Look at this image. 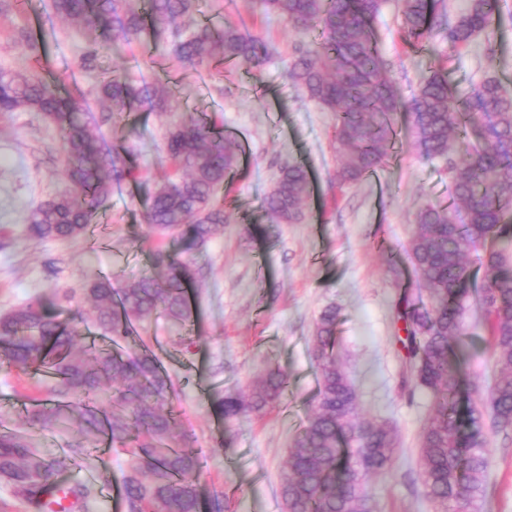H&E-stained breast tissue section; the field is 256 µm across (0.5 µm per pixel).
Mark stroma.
Here are the masks:
<instances>
[{
    "label": "stroma",
    "instance_id": "35a3bbf8",
    "mask_svg": "<svg viewBox=\"0 0 512 512\" xmlns=\"http://www.w3.org/2000/svg\"><path fill=\"white\" fill-rule=\"evenodd\" d=\"M204 3L215 25L243 26L267 43L259 69L184 65L166 41L135 44L118 55L110 33L98 30L100 68L157 82L181 103L177 112L135 110L108 123L94 74L79 66L84 33L55 15L52 0H7L0 9V69H30L80 100L104 148L119 147L126 166L141 177L137 184L113 183L98 210L97 233L28 239L23 224L30 210L69 189L65 157L56 131L39 114H0V313L38 296L79 295L93 273L121 284L143 274L164 275L153 256L176 244L150 231L142 187L169 169L170 126L191 117L215 122L244 150L224 187V228L194 256L202 276L190 291L193 319L181 326L155 315L121 344L130 353L149 347L170 374L178 432L184 446L202 458L196 480L204 499H220L223 512H283L280 476L318 391L313 329L321 312L333 307L339 314L336 354L355 386L359 411L388 422L397 433L392 470L369 484L375 512H431L418 482V449L431 402L406 381L398 313L405 301L427 297L409 242L419 208L451 205L448 175L422 161L406 135L375 172L337 187L336 116L322 111L286 75L299 34L285 19L255 13L251 0ZM374 27L387 75L404 95L444 59L448 81L459 93L489 76L512 90V0H501L487 31L454 58L440 36L420 50L404 47L397 0H386ZM23 30L30 41L20 39ZM287 161L305 164L313 181L307 216L298 224L274 223L263 208ZM464 320L466 372L491 384L498 368L488 323L471 309ZM271 367L288 376L280 403L230 422L212 412L215 393L246 392ZM49 390L45 378L0 364V430L9 429L49 459L83 446L82 458L58 470L61 483L91 481L105 464L111 485L121 486L133 464L128 450L95 451L74 423L43 430L28 425L33 404L49 400ZM483 431L491 453L483 512H512V433L488 423Z\"/></svg>",
    "mask_w": 512,
    "mask_h": 512
}]
</instances>
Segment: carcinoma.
Masks as SVG:
<instances>
[{
    "label": "carcinoma",
    "instance_id": "1",
    "mask_svg": "<svg viewBox=\"0 0 512 512\" xmlns=\"http://www.w3.org/2000/svg\"><path fill=\"white\" fill-rule=\"evenodd\" d=\"M383 2L254 0L262 14L285 18L303 34L288 64V81L323 111L336 114L339 184L355 183L383 163L400 134V115L418 156L448 171L455 212L441 205L419 210L410 241L429 305L407 299L400 318L413 385L431 398L419 448L422 495L434 512H482L490 450L481 406L489 405L497 430H512V267L507 255L512 245V93L487 77L460 95L449 85L447 69L440 68L405 98L385 77L386 61L372 26ZM400 4L406 45L416 48L441 34L449 50L458 53L489 26L500 0H468L453 17L438 11L435 0ZM54 11L90 30L104 26L112 32L114 47L147 35L157 42L169 34L173 55L193 67L223 61L251 69L268 54L258 37L201 18L200 0H54ZM96 95L102 111L114 117L133 109L177 111L157 84H134L112 71L99 76ZM7 112L40 113L55 128L66 155L70 189L30 211L24 227L28 237L86 235L92 208L111 194L112 181H137L117 151H102L78 100L25 70H0V113ZM166 148L176 175L153 184L145 221L175 233L181 250L155 254L156 265L167 268L163 278L144 274L120 287L110 276L88 278L84 295L93 301L96 324L111 341L129 337L158 311L175 321L190 318L188 288L200 273L191 254L224 227V207L216 195L237 167L239 144L192 117L168 130ZM310 193L304 167L287 163L264 207L278 223L298 222ZM468 248L485 250L489 274L487 287L475 294L464 262ZM469 299L489 322L500 370L488 388L473 382L463 404L453 344L465 335L464 302ZM336 321V310L329 308L315 323L319 389L281 476L285 512H374L369 482L386 475L398 453L395 429L365 420L358 411L355 387L336 358ZM0 360L53 381L51 401L71 409L81 431L114 446L135 443V466L123 483L129 512H202L198 458L179 446L181 436L167 411L173 383L151 350L132 356L87 343L76 326L57 321L36 297L0 315ZM287 384L283 371L270 368L248 394L219 395L212 408L227 420L258 412L277 402ZM106 392L111 393V413L78 404ZM0 477L27 501L30 512H72L96 494L92 484H59L55 464L6 430L0 431Z\"/></svg>",
    "mask_w": 512,
    "mask_h": 512
}]
</instances>
